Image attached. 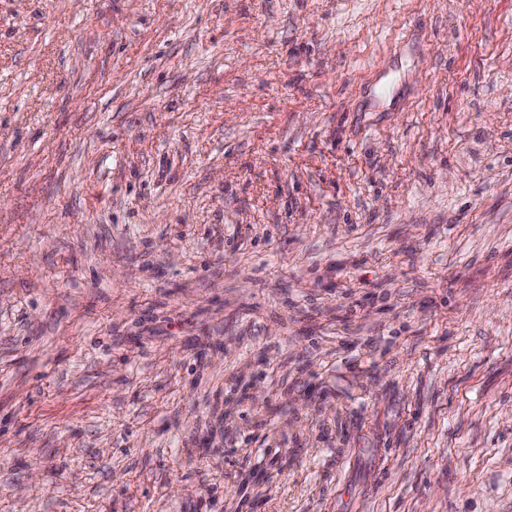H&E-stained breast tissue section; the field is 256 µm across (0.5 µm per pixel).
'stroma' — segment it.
Here are the masks:
<instances>
[{
    "label": "stroma",
    "mask_w": 512,
    "mask_h": 512,
    "mask_svg": "<svg viewBox=\"0 0 512 512\" xmlns=\"http://www.w3.org/2000/svg\"><path fill=\"white\" fill-rule=\"evenodd\" d=\"M0 512H512V0H0Z\"/></svg>",
    "instance_id": "obj_1"
}]
</instances>
